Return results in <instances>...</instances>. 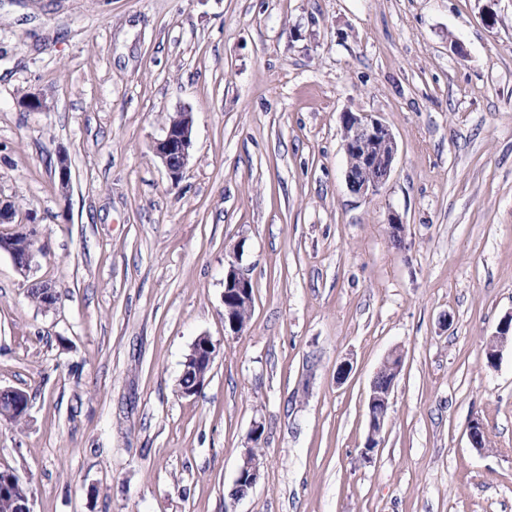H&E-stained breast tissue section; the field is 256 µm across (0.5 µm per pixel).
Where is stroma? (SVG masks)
<instances>
[{
  "mask_svg": "<svg viewBox=\"0 0 512 512\" xmlns=\"http://www.w3.org/2000/svg\"><path fill=\"white\" fill-rule=\"evenodd\" d=\"M183 109L175 182L153 145ZM346 112L396 140L369 195ZM0 199V236L38 250L26 278L0 252V387L30 397L0 468L33 512H512V344L486 359L512 317V0H0ZM234 259L254 303L231 336ZM204 334L220 352L186 397ZM256 422L261 478L234 502ZM252 281L249 276V269L241 266L239 260L228 264L224 273V292L222 301L226 302H245L250 308L253 301ZM218 355L217 344H215L212 339L207 335L199 336L192 345L190 353L186 356L185 362L183 365L184 372L186 371H197L198 367H202V370L197 373V387L196 392H184V390H180L181 394L184 396H192L200 392L205 384L208 382L209 373L211 371L212 365ZM182 374L179 381V388L190 389L195 386L196 383V375L195 373H187L186 375ZM210 369V370H209ZM209 373L206 377V373ZM402 364V353L399 350H392L386 356L383 364L370 383L367 405L369 432L367 444L365 447L366 452L368 451L367 448H376L378 445H375L374 442H378V437L381 434L382 428L385 424L389 399L393 391L395 381L402 370ZM384 374L394 375L392 383V376ZM383 375L384 377L382 379V385H388L391 383L386 389L382 386H379V380Z\"/></svg>",
  "mask_w": 512,
  "mask_h": 512,
  "instance_id": "obj_1",
  "label": "stroma"
}]
</instances>
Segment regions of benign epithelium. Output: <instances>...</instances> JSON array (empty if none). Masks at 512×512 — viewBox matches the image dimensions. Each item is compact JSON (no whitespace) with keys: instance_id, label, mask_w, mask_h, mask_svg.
Here are the masks:
<instances>
[{"instance_id":"7a95c632","label":"benign epithelium","mask_w":512,"mask_h":512,"mask_svg":"<svg viewBox=\"0 0 512 512\" xmlns=\"http://www.w3.org/2000/svg\"><path fill=\"white\" fill-rule=\"evenodd\" d=\"M342 127L345 133L343 150L345 154L359 155L356 167H347L346 182L351 192L365 195L383 186L393 169L397 155V145L390 127L372 113L345 112L342 115ZM193 115L182 110L170 120L164 136L155 142L154 153L161 160L170 178L178 181L188 162L192 147ZM35 236L33 229L18 230L0 237V251L7 253L18 274L28 278L35 261ZM223 302H243L252 306L253 293L249 269L235 260L228 264L224 273ZM494 343L488 349V363L494 364L500 349L512 341V316L502 322ZM218 355L217 344L207 335L199 336L186 356L184 370L197 372L196 391H201L208 382L206 373ZM402 353L391 351L383 361L370 383L368 396V440L366 447H375L387 416L389 399L394 385L384 388L379 385L381 376L392 374L399 376L402 370ZM26 395L19 389L0 387V419L10 420L23 410ZM260 477V468L252 459L251 449L242 452L237 480L244 484L246 491H251Z\"/></svg>"}]
</instances>
